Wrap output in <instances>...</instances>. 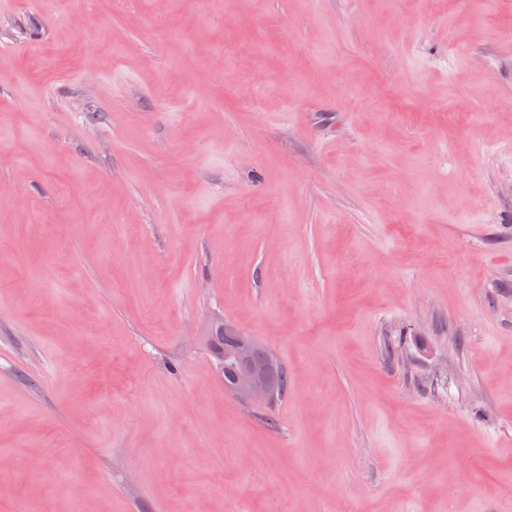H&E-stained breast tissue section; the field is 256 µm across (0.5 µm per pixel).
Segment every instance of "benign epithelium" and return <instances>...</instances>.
Returning <instances> with one entry per match:
<instances>
[{"label":"benign epithelium","mask_w":512,"mask_h":512,"mask_svg":"<svg viewBox=\"0 0 512 512\" xmlns=\"http://www.w3.org/2000/svg\"><path fill=\"white\" fill-rule=\"evenodd\" d=\"M224 334L225 389L246 402H263L276 393L270 372L274 359L267 356L260 366L253 360V353L260 342L254 336L242 332L236 325L218 319L214 322Z\"/></svg>","instance_id":"obj_1"}]
</instances>
